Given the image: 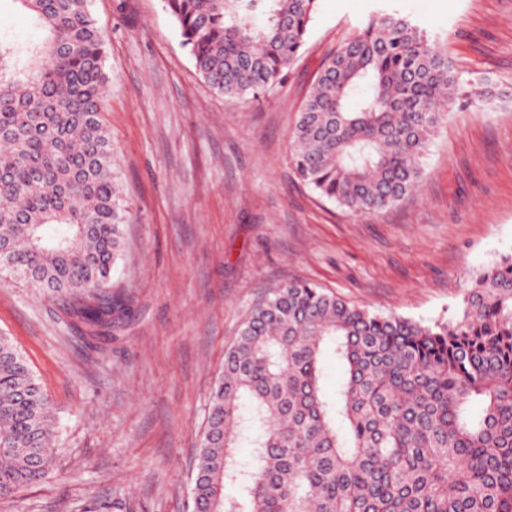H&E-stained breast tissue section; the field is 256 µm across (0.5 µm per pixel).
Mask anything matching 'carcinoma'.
Returning a JSON list of instances; mask_svg holds the SVG:
<instances>
[{
	"label": "carcinoma",
	"instance_id": "cac0c4a2",
	"mask_svg": "<svg viewBox=\"0 0 512 512\" xmlns=\"http://www.w3.org/2000/svg\"><path fill=\"white\" fill-rule=\"evenodd\" d=\"M15 2L42 38L0 34V272L76 304L95 335L123 310L110 284L128 213L101 116L105 42L89 0ZM166 6L198 73L240 102L285 80L318 0ZM458 90L447 52L412 20L369 17L322 60L299 112V179L354 216L395 207ZM55 419L1 335L0 497L47 476ZM191 500L192 512H512V253L432 324L313 283L269 291L211 386Z\"/></svg>",
	"mask_w": 512,
	"mask_h": 512
}]
</instances>
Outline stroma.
Segmentation results:
<instances>
[{
	"mask_svg": "<svg viewBox=\"0 0 512 512\" xmlns=\"http://www.w3.org/2000/svg\"><path fill=\"white\" fill-rule=\"evenodd\" d=\"M109 76L102 114L130 220L111 337L0 274V334L56 409L51 469L0 512H188L211 385L252 308L314 283L425 324L470 273L512 252V0H318L306 44L263 102L197 73L165 0H90ZM408 16L447 51L457 100L416 193L355 217L298 178L292 133L319 64L369 16Z\"/></svg>",
	"mask_w": 512,
	"mask_h": 512,
	"instance_id": "stroma-1",
	"label": "stroma"
}]
</instances>
